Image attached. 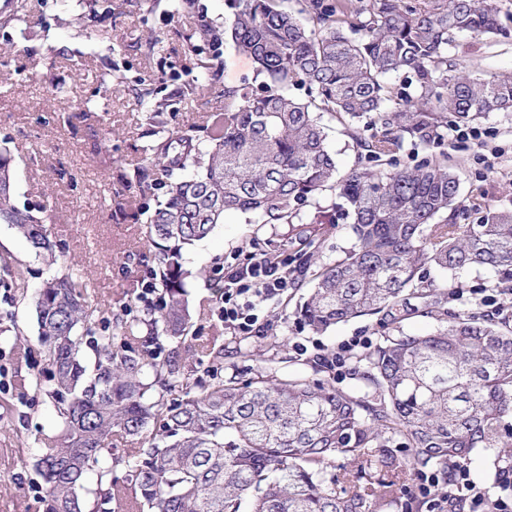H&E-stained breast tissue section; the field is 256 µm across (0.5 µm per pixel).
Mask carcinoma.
<instances>
[{
  "instance_id": "1",
  "label": "carcinoma",
  "mask_w": 512,
  "mask_h": 512,
  "mask_svg": "<svg viewBox=\"0 0 512 512\" xmlns=\"http://www.w3.org/2000/svg\"><path fill=\"white\" fill-rule=\"evenodd\" d=\"M227 7L230 26L197 35L232 42L263 81L255 90L224 89V110L208 116L205 143L172 134L152 148L154 166L193 168L167 184L150 216L156 265L144 273L158 303L136 315L122 299L93 308L70 271L31 294L24 270L0 260L19 300L34 305L50 376L31 384L62 424L35 461L47 512H390L406 476L390 447L396 436L417 471L466 466L484 448L494 479L511 476L512 312L457 313L443 308L441 289L414 282L426 265L488 267L512 290V211L456 223L460 181L437 160L413 169L355 166L339 177L316 116L371 117L380 134L351 136L377 160L408 140H441L450 114L464 126L495 113L511 118L512 74L485 81L448 70L459 35L503 34L496 0H305L310 27L280 0H227ZM396 75L403 84L391 82ZM295 85L306 87L308 101L290 95ZM13 161L0 146V224L53 265L45 218L14 203ZM327 189L352 217L355 243L346 258L313 271L314 288L297 309L304 326L321 333L381 311L396 324L413 296L437 328L400 331L356 356L359 385L348 390L287 379L271 367L246 383L226 380L225 346L215 343L213 383L196 392L179 350L191 321L186 250L229 213L290 224L299 206ZM331 223L320 213L292 227L290 240L314 248ZM99 325L112 334H97ZM114 436L138 444L125 484L112 479ZM338 457L346 464L336 470ZM378 472L391 479H374Z\"/></svg>"
}]
</instances>
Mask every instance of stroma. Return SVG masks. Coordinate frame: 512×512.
<instances>
[{
  "instance_id": "obj_1",
  "label": "stroma",
  "mask_w": 512,
  "mask_h": 512,
  "mask_svg": "<svg viewBox=\"0 0 512 512\" xmlns=\"http://www.w3.org/2000/svg\"><path fill=\"white\" fill-rule=\"evenodd\" d=\"M0 0V142L14 156L15 203L43 210L58 244V268L77 266L90 305L100 307L122 296L140 273L137 261L146 254L148 208L162 196L169 177L154 172V189L142 195L138 170L148 167L150 148L162 135L203 137L209 113L224 107V90L254 82L256 65L230 43L212 47L194 41L201 24L228 22L225 0H192L175 8V0H111L102 14L101 0ZM506 35L493 40L460 38L449 60L456 70L491 79L512 72V0H497ZM217 61L205 93H191L199 74L197 60ZM152 88L153 107L138 97ZM94 108L91 124L68 123L75 104ZM321 123L338 171L355 162L365 167H413L424 161L448 160L460 179L456 213L461 224L477 223L489 211L512 209V122L490 116L480 130L494 156H484L472 141L441 140L430 145L404 144L392 157L359 158L347 123L323 114ZM101 143L102 153L92 151ZM285 223L257 224L252 215L231 213L210 235L190 246L185 265L193 273L189 304L193 327L187 364L200 386L210 382L205 369L207 348L223 334L214 315L217 287L225 275L259 253H274L292 262L298 284L271 301L263 314L264 331L249 338L254 355L224 361V374L246 380L276 358L284 374L329 379L336 387L356 385L353 367L330 369L326 359L353 338L375 347L395 330L408 334L432 331L433 319L402 316L392 324L383 315L363 316L337 324L321 334L301 324L296 305L309 287L312 271L303 264L297 245L288 241ZM0 256L24 269L30 288H39L50 268L35 257L28 243L0 224ZM424 281L440 285L457 279L463 291L445 300V308L476 314L495 312L512 303L500 294L489 269L471 268L457 275L430 267ZM26 342L16 345L15 331ZM286 339L282 350L274 337ZM305 354H298L297 345ZM46 363L31 303L18 302L6 273L0 271V512H45V485L35 468L45 436L58 432L53 406L21 379L45 376Z\"/></svg>"
}]
</instances>
